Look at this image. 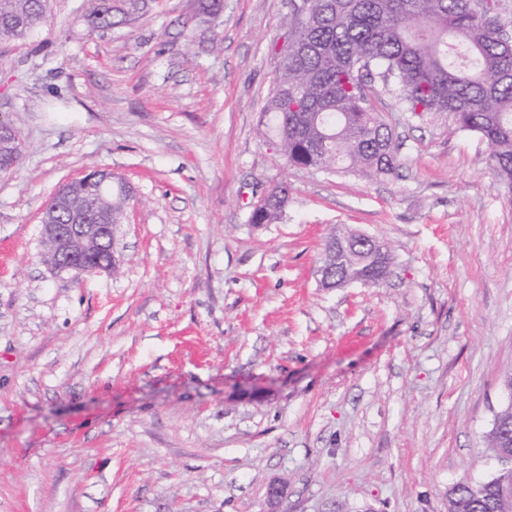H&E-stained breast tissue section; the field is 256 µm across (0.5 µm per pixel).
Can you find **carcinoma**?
<instances>
[{
    "label": "carcinoma",
    "mask_w": 512,
    "mask_h": 512,
    "mask_svg": "<svg viewBox=\"0 0 512 512\" xmlns=\"http://www.w3.org/2000/svg\"><path fill=\"white\" fill-rule=\"evenodd\" d=\"M284 22L288 46H271L275 86L262 126L274 134L288 165L332 169L374 181L399 175L400 143L370 90L391 94L400 112L446 113L459 131L486 142L492 166L512 188V0H298ZM146 0H96L95 29L121 24ZM47 18L45 0H0V37L24 38ZM92 191L75 183L69 206L81 207ZM128 195L112 190V223L122 221ZM288 203L280 183L252 224H271ZM352 233L333 232L321 268L331 284L361 277L380 285L394 265L364 245L347 246ZM510 435L490 429L488 448L512 454V410L500 416ZM450 497L457 512H512L487 487L462 480Z\"/></svg>",
    "instance_id": "obj_1"
}]
</instances>
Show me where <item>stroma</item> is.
I'll return each instance as SVG.
<instances>
[{
    "label": "stroma",
    "mask_w": 512,
    "mask_h": 512,
    "mask_svg": "<svg viewBox=\"0 0 512 512\" xmlns=\"http://www.w3.org/2000/svg\"><path fill=\"white\" fill-rule=\"evenodd\" d=\"M291 0H147L92 29L93 0L0 39V512H284L334 501L448 512L489 477L483 436L512 369V190L450 117L379 106L398 178L289 167L261 112ZM222 49H214L215 41ZM98 167L136 197L117 273L40 259V211ZM288 207L249 215L278 182ZM387 242L388 281L328 289L336 229ZM24 146V141L12 125L0 118V163L1 160H4V153L7 154L10 161H15L19 154L23 153Z\"/></svg>",
    "instance_id": "obj_1"
}]
</instances>
